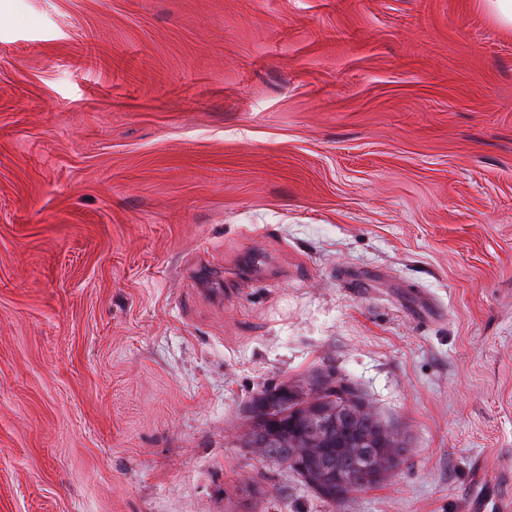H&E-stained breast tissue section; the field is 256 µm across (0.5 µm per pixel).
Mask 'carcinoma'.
Instances as JSON below:
<instances>
[{
    "instance_id": "carcinoma-1",
    "label": "carcinoma",
    "mask_w": 512,
    "mask_h": 512,
    "mask_svg": "<svg viewBox=\"0 0 512 512\" xmlns=\"http://www.w3.org/2000/svg\"><path fill=\"white\" fill-rule=\"evenodd\" d=\"M323 378V373L317 372L309 378L306 385L293 384L288 387V405L271 404V411L262 412L260 416L252 418L247 431L241 436L242 445L245 448H256L266 442L271 434L269 419L277 417L281 413H287L283 418L284 427L277 439L273 440L275 447L262 451V457L274 464H281L288 458L298 454L299 449L291 448L288 443L296 439V431L304 419L305 405L309 399L320 401L324 408L332 405L327 396L319 394L318 387ZM392 429L387 427L372 411H367L355 418L343 422L341 431L331 429L323 434L315 447L319 452L311 454L305 460V470H294L300 478L312 479L315 473L323 470L324 461L330 460L341 472L353 475L354 488L357 490L368 489L374 486L368 475L354 469V460L348 454L344 445L347 441H358L369 436H387Z\"/></svg>"
}]
</instances>
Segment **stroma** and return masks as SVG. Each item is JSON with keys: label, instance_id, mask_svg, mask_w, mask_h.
Returning a JSON list of instances; mask_svg holds the SVG:
<instances>
[{"label": "stroma", "instance_id": "stroma-1", "mask_svg": "<svg viewBox=\"0 0 512 512\" xmlns=\"http://www.w3.org/2000/svg\"><path fill=\"white\" fill-rule=\"evenodd\" d=\"M317 371L408 449L336 501L240 440ZM489 489L512 512V30L477 0H0V512Z\"/></svg>", "mask_w": 512, "mask_h": 512}]
</instances>
